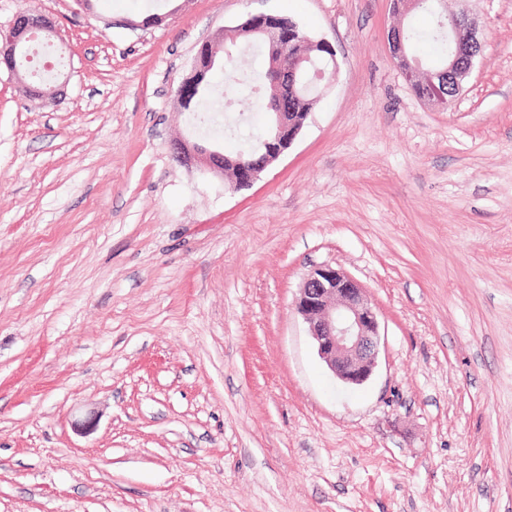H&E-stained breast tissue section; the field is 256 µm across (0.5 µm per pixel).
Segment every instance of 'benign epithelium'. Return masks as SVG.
<instances>
[{"mask_svg":"<svg viewBox=\"0 0 512 512\" xmlns=\"http://www.w3.org/2000/svg\"><path fill=\"white\" fill-rule=\"evenodd\" d=\"M241 34L261 39L273 51L271 57L273 95L269 102L271 110V133L264 141L263 149L249 159H231L219 149L206 147L187 140L173 144L176 160L186 166H196L204 173L222 175L231 168L243 178L231 187L237 192L251 186L265 169L280 159L292 146L303 128L307 117L290 111L288 101L292 99L298 83L304 78L316 82H333L338 73L336 50L330 47L331 70L315 66L316 57L310 53L293 55L274 15L259 14L247 18L235 26ZM57 34L56 22L32 11H19L8 26L7 34L0 38V68L14 76L23 96L43 104L61 95V89L45 91L26 81L16 66L19 46L33 31ZM448 39L454 52L448 56L446 65L426 71L434 84L452 83L461 91L464 80L470 75L477 57L481 54V43L477 29L467 10L461 9L448 15ZM224 31H219L211 40L204 41L194 55L189 77L204 73L216 59V45L223 42ZM387 43L393 57L406 55L404 32L400 27L387 33ZM294 308L308 323L317 353L329 371L342 383L349 386L364 384L373 375L380 352L381 333L378 314L366 290L349 274L330 265L313 268L305 277L295 298Z\"/></svg>","mask_w":512,"mask_h":512,"instance_id":"1","label":"benign epithelium"}]
</instances>
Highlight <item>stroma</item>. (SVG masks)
Masks as SVG:
<instances>
[{
    "label": "stroma",
    "mask_w": 512,
    "mask_h": 512,
    "mask_svg": "<svg viewBox=\"0 0 512 512\" xmlns=\"http://www.w3.org/2000/svg\"><path fill=\"white\" fill-rule=\"evenodd\" d=\"M26 5L68 84L0 71V512H512V0L466 4L483 60L445 108L390 55L429 23L392 0H0V32ZM260 13L339 72L232 192L173 159L200 133L174 90ZM323 264L378 313L358 388L293 306Z\"/></svg>",
    "instance_id": "obj_1"
}]
</instances>
